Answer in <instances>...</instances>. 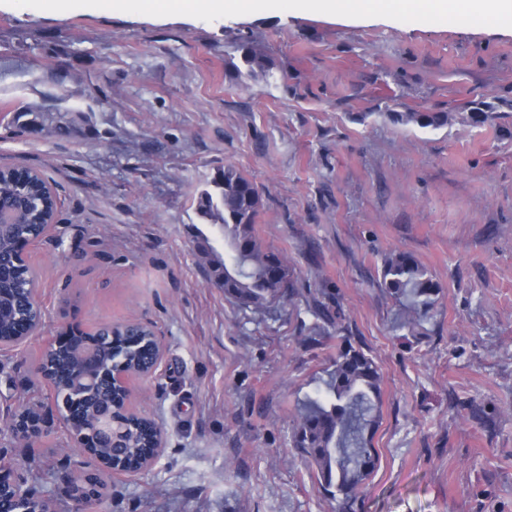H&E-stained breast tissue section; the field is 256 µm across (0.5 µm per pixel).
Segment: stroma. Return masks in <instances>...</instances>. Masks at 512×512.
<instances>
[{"mask_svg": "<svg viewBox=\"0 0 512 512\" xmlns=\"http://www.w3.org/2000/svg\"><path fill=\"white\" fill-rule=\"evenodd\" d=\"M250 40L270 63L238 74ZM493 107L433 129L404 112ZM69 137L34 136L18 109ZM258 187L262 241L324 290L342 335L315 345L303 303L243 312L203 269L192 204L217 169ZM0 165L55 186L54 226L27 261L42 327L0 351V419L45 404L35 367L59 336L138 321L162 364L132 406L162 428L156 463L101 473L88 512H338L292 446L341 337L382 374L378 466L356 512H512V28L406 9L339 20L296 0L161 13L124 0H0ZM441 286L431 317L400 327L379 285L393 250ZM35 448L0 439L26 486L69 512L47 469H88L58 411Z\"/></svg>", "mask_w": 512, "mask_h": 512, "instance_id": "1", "label": "stroma"}]
</instances>
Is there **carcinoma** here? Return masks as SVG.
<instances>
[{"label":"carcinoma","instance_id":"obj_1","mask_svg":"<svg viewBox=\"0 0 512 512\" xmlns=\"http://www.w3.org/2000/svg\"><path fill=\"white\" fill-rule=\"evenodd\" d=\"M241 61L250 75L269 70L266 57L248 42L240 45ZM492 107L471 103L466 119L483 124L491 118ZM29 117L25 129L31 133L65 135L69 126L44 124L39 111H23ZM401 122H413L422 128L448 124L447 112H407L396 115ZM199 218L228 238L229 253L224 256L211 240L199 236V249L209 256L205 268L209 279L224 288V296L244 311L264 313L273 307L294 303L300 292L295 274L281 252L264 245L258 236L256 219L263 207L262 195L255 183L233 166L216 172L193 199ZM0 207L14 212L10 229L0 233V256L8 263L0 268V286L8 289L0 297V340L9 342L23 319L37 320L40 312L25 308L22 296L35 279L33 267L24 259L11 261L18 251L19 240L36 237L52 223L57 212L55 199L49 194L40 174L26 167L0 168ZM380 286L396 300H410L404 323L413 324L433 309L441 287L429 271L410 253L396 250L385 259ZM306 309L315 319L310 341L317 343L342 328L343 316L330 297L323 293L306 301ZM127 325L117 323L100 327L93 334L75 337L78 346L104 347L112 344L115 366H125L130 375L144 368L154 347L152 330L139 328L140 335H126ZM110 332L115 341L104 336ZM41 368L54 378L55 401L73 399L69 383L83 373L71 349L42 355ZM111 401L109 390H97L84 396L76 406L82 417V430L96 428L100 415ZM381 373L374 359L360 345L348 338L336 346L329 381L323 396L310 401L295 425L292 442L300 456L314 468L321 489L338 502L342 512H351L360 498L361 489L377 467L379 456L373 448L372 434L380 421ZM126 444L123 448H95L100 456L116 454L127 466H141L145 448L155 438L153 428L134 415L124 417Z\"/></svg>","mask_w":512,"mask_h":512}]
</instances>
